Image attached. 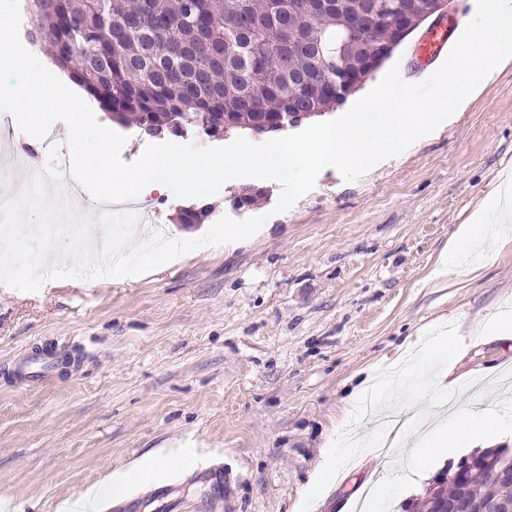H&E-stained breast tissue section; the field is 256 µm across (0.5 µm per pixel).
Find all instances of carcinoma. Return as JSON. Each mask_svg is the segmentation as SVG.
<instances>
[{
    "label": "carcinoma",
    "mask_w": 512,
    "mask_h": 512,
    "mask_svg": "<svg viewBox=\"0 0 512 512\" xmlns=\"http://www.w3.org/2000/svg\"><path fill=\"white\" fill-rule=\"evenodd\" d=\"M312 0H22L26 36L48 46V60L118 125L136 121L157 137H224V119L264 128L271 112H314L338 105L298 82L321 87L347 63L363 75L373 44L388 29L351 34L361 0H342L339 11L315 14ZM307 44L288 48V28ZM206 206L180 210L178 223L202 224ZM442 507L462 512L475 501L512 500V485L497 483L489 467L440 483Z\"/></svg>",
    "instance_id": "carcinoma-1"
}]
</instances>
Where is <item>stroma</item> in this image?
<instances>
[{"label": "stroma", "mask_w": 512, "mask_h": 512, "mask_svg": "<svg viewBox=\"0 0 512 512\" xmlns=\"http://www.w3.org/2000/svg\"><path fill=\"white\" fill-rule=\"evenodd\" d=\"M1 140L23 157L13 185L45 167L47 143L7 114ZM511 185L512 58L441 128L356 181L326 168L280 213L272 180L234 179L205 198L214 222L264 217L247 240L136 276L0 285V497L14 512H58L190 439L180 463L126 493L130 512H301L352 388L437 334L467 345L463 381L404 387L399 402L368 411L360 434L378 435L394 413L417 434L462 411L512 417V338L479 334L484 320L512 315V244L475 255L465 274L433 276L472 209ZM248 187L266 194L235 208ZM35 350L70 366L35 387L9 377ZM409 463L349 457L316 512H357L366 487ZM210 465L229 484L202 479Z\"/></svg>", "instance_id": "35a3bbf8"}]
</instances>
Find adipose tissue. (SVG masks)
I'll return each mask as SVG.
<instances>
[{
	"label": "adipose tissue",
	"mask_w": 512,
	"mask_h": 512,
	"mask_svg": "<svg viewBox=\"0 0 512 512\" xmlns=\"http://www.w3.org/2000/svg\"><path fill=\"white\" fill-rule=\"evenodd\" d=\"M502 220L501 195L487 196L470 215L468 224L458 229L457 243L446 256H443L437 269L438 275L443 276L452 272L457 267L461 254L478 246L489 244L500 249L511 242L512 236L506 234L494 238L489 235L491 224ZM465 352V347L456 338L439 336L430 346L421 349L419 362L425 371L431 373L433 385L443 391L459 384L460 378L455 370ZM511 430V421L492 423L475 413L458 414L442 420L432 431L423 434L412 435L407 429H399L394 437L395 443H411L418 463L412 468L402 470L395 481L379 489L372 505L373 512H381L387 498L412 491L427 479L430 468L444 456L481 446L491 437L506 435ZM143 479L142 470H126L105 483L89 487L81 498L63 502L60 506L61 512H96L99 502L110 497L123 496L128 487L141 483Z\"/></svg>",
	"instance_id": "1"
}]
</instances>
